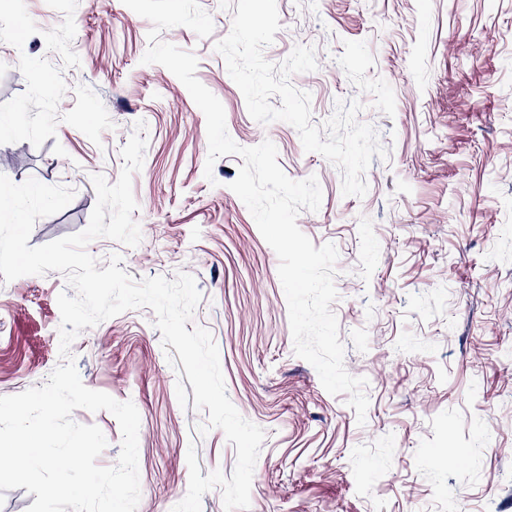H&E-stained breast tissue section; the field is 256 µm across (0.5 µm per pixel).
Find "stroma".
Returning <instances> with one entry per match:
<instances>
[{
	"mask_svg": "<svg viewBox=\"0 0 512 512\" xmlns=\"http://www.w3.org/2000/svg\"><path fill=\"white\" fill-rule=\"evenodd\" d=\"M199 5L211 36L178 26L160 38L196 55L238 145L271 141L289 178L317 177L321 206L297 224L338 249L331 308L346 370L368 381L365 424L296 356L278 257L230 188L243 160L221 157L205 177V116L169 70L143 63L152 24L122 0H0V155L25 160L6 175L74 192L36 221L29 246L86 228L93 175L117 181L144 122L132 177L141 241L87 250L101 270L120 255L137 281L195 278L189 325L211 333L231 402L265 432L250 512H512V0H277L281 28L263 54L278 65L314 48L317 70L290 78L311 96L312 123L359 101V122L388 151L361 198L342 195L340 169L292 125L251 118L215 49L237 0ZM68 288L56 271L0 281V396L43 386L59 364ZM155 321L131 309L69 348L86 387L139 412L137 512L184 498L188 449L202 473L236 465L221 429L199 432L206 412L180 407ZM72 418L103 431L97 463L115 465L116 418Z\"/></svg>",
	"mask_w": 512,
	"mask_h": 512,
	"instance_id": "35a3bbf8",
	"label": "stroma"
}]
</instances>
